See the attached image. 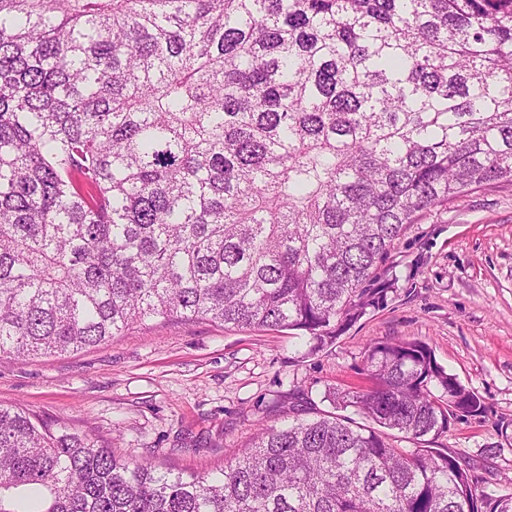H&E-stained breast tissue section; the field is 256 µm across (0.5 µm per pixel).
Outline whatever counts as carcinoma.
I'll use <instances>...</instances> for the list:
<instances>
[{"label":"carcinoma","instance_id":"obj_1","mask_svg":"<svg viewBox=\"0 0 512 512\" xmlns=\"http://www.w3.org/2000/svg\"><path fill=\"white\" fill-rule=\"evenodd\" d=\"M512 183V0H0V353L147 320L288 329L384 300L405 227ZM216 474L0 407V512H512L421 442L479 396L417 341ZM441 388L435 396L430 386Z\"/></svg>","mask_w":512,"mask_h":512}]
</instances>
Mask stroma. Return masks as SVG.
Here are the masks:
<instances>
[{
    "label": "stroma",
    "instance_id": "1",
    "mask_svg": "<svg viewBox=\"0 0 512 512\" xmlns=\"http://www.w3.org/2000/svg\"><path fill=\"white\" fill-rule=\"evenodd\" d=\"M373 285L384 303L312 356L288 330L158 319L78 352L0 354V406L64 423L120 457L205 474L260 428L333 412L329 391L368 389L367 343L415 339L485 407L454 418L431 447L512 493V184L473 189L408 225ZM490 445L500 453L486 456Z\"/></svg>",
    "mask_w": 512,
    "mask_h": 512
}]
</instances>
